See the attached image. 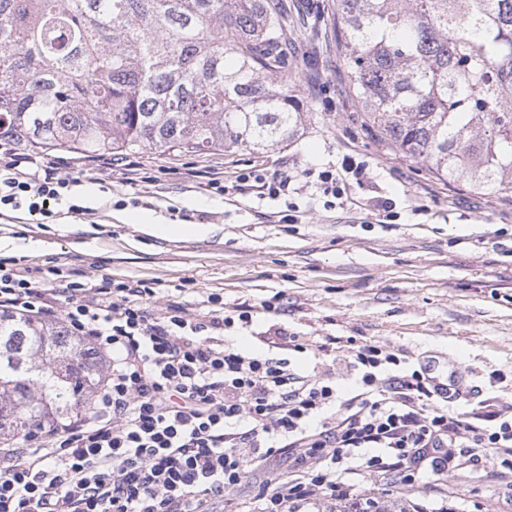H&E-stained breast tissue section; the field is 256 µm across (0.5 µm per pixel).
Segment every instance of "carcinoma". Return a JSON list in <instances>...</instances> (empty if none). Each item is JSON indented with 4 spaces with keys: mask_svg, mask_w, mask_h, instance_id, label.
I'll list each match as a JSON object with an SVG mask.
<instances>
[{
    "mask_svg": "<svg viewBox=\"0 0 512 512\" xmlns=\"http://www.w3.org/2000/svg\"><path fill=\"white\" fill-rule=\"evenodd\" d=\"M279 0H0V141L122 154L264 151L314 102ZM366 126L402 157L512 195V0H336ZM105 360L61 321L0 310V439L91 410ZM338 512H389L377 498Z\"/></svg>",
    "mask_w": 512,
    "mask_h": 512,
    "instance_id": "carcinoma-1",
    "label": "carcinoma"
}]
</instances>
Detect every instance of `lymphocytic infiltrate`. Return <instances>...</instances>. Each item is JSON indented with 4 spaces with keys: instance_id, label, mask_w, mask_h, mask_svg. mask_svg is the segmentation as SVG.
Segmentation results:
<instances>
[{
    "instance_id": "f902f5d3",
    "label": "lymphocytic infiltrate",
    "mask_w": 512,
    "mask_h": 512,
    "mask_svg": "<svg viewBox=\"0 0 512 512\" xmlns=\"http://www.w3.org/2000/svg\"><path fill=\"white\" fill-rule=\"evenodd\" d=\"M79 178L57 160L0 143V219L53 216ZM157 281L97 282L0 258V309L54 315L109 360L92 409L0 448V512H299L350 499L358 479L391 470L403 484L422 463L444 472L463 449L512 479V415L458 410L402 351L345 344L357 393L298 373L288 358L245 351L211 330L251 324L253 309L208 317L186 305L156 315Z\"/></svg>"
}]
</instances>
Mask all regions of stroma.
I'll return each instance as SVG.
<instances>
[{
  "label": "stroma",
  "mask_w": 512,
  "mask_h": 512,
  "mask_svg": "<svg viewBox=\"0 0 512 512\" xmlns=\"http://www.w3.org/2000/svg\"><path fill=\"white\" fill-rule=\"evenodd\" d=\"M288 5L319 25L316 38L291 48L295 64L288 77L317 101L294 143L265 152L139 148L129 153L142 167L134 184L99 168L85 170L86 155L75 153L71 166L80 173L77 192L86 213H68L62 203L51 224L0 223V239L14 240L13 256L30 267L54 261L93 281L104 275L156 280L152 306L158 314L172 301L207 314L210 295L228 312L268 302L250 327L225 329L226 338L255 348L259 337L280 330L297 337L306 350L290 352L294 367L330 374L344 396H353L354 386L343 353H312L329 336L402 350L413 369L454 371L480 388L469 407L484 403L512 413V196L441 181L425 164L388 149L356 118L341 81L336 0ZM347 155L371 173L370 180L351 184L350 209L330 204L317 187L319 171ZM250 168L297 172L296 193L275 200L252 191L219 194L195 177L220 172L229 183ZM381 198L395 203L394 220L378 216ZM290 204L300 211L298 223H280L279 211ZM136 210L152 212L163 224L201 216L213 232L160 238L126 222ZM495 370L503 382H490ZM356 493L401 500L415 512H512V486L484 462L431 471L409 486L369 479Z\"/></svg>",
  "instance_id": "35a3bbf8"
}]
</instances>
